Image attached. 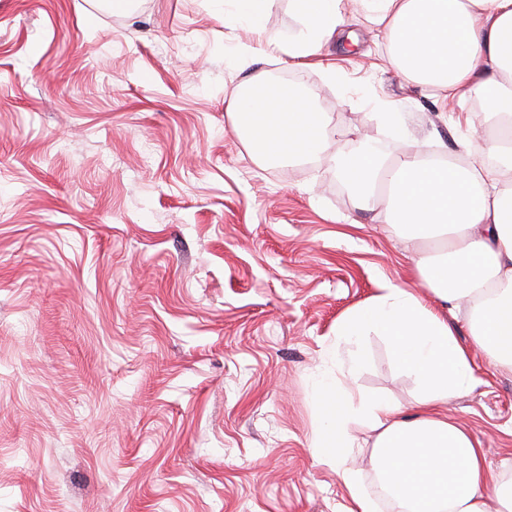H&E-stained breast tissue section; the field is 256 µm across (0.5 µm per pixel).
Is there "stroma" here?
I'll return each mask as SVG.
<instances>
[{
  "instance_id": "stroma-1",
  "label": "stroma",
  "mask_w": 512,
  "mask_h": 512,
  "mask_svg": "<svg viewBox=\"0 0 512 512\" xmlns=\"http://www.w3.org/2000/svg\"><path fill=\"white\" fill-rule=\"evenodd\" d=\"M229 0H0V512H345L325 461V385L412 414L389 337L338 335L380 282L425 288L403 231L338 188L333 155L371 141L456 156L472 128L409 83L352 7L355 45L245 54L263 32ZM286 73L333 119L328 155L260 162L234 130L242 82ZM390 103L403 127L389 137ZM445 412L512 478V368L472 348ZM374 435L348 449L381 501Z\"/></svg>"
}]
</instances>
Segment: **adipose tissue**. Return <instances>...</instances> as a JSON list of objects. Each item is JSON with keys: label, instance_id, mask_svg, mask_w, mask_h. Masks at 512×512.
<instances>
[{"label": "adipose tissue", "instance_id": "ef3b65f1", "mask_svg": "<svg viewBox=\"0 0 512 512\" xmlns=\"http://www.w3.org/2000/svg\"><path fill=\"white\" fill-rule=\"evenodd\" d=\"M293 2L302 28L274 51L294 60L343 41L351 0ZM363 2L409 82L471 106L474 132L463 145L470 162L436 161L420 147L391 159L365 147L336 159L338 174L363 210L419 244L420 281L465 307L472 343L512 367V0ZM233 117L253 154L273 163L320 157L331 134L328 113L305 95L267 90L259 75L242 85ZM367 326L391 339L399 365L418 379V412L405 419L393 402L359 401L348 389L327 407L330 436L348 443L360 429L374 431L393 495L415 512H485L490 486L501 512H512V481L493 480L480 442L441 412L475 381L448 319L386 281L341 330L352 336Z\"/></svg>", "mask_w": 512, "mask_h": 512}]
</instances>
